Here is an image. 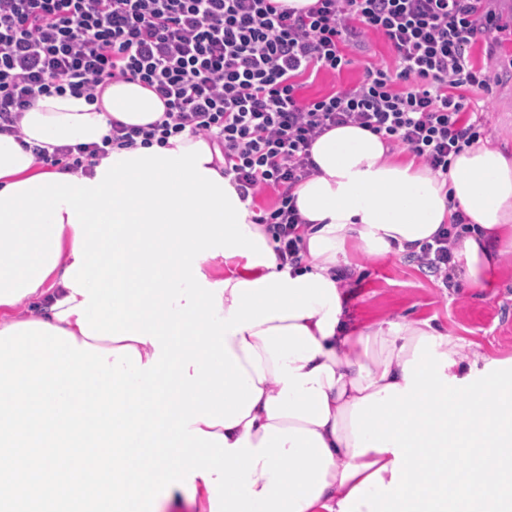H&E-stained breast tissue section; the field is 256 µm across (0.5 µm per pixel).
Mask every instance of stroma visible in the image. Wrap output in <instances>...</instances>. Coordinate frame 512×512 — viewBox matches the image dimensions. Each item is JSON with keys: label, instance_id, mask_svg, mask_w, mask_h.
<instances>
[{"label": "stroma", "instance_id": "35a3bbf8", "mask_svg": "<svg viewBox=\"0 0 512 512\" xmlns=\"http://www.w3.org/2000/svg\"><path fill=\"white\" fill-rule=\"evenodd\" d=\"M354 63L333 74L322 72L306 82L301 95L313 99L355 85L367 62L387 61L391 53L378 34L366 33L353 49ZM485 116L486 139L512 156V71L501 70L492 93L477 103ZM352 296L347 310L353 320L431 318L463 349L480 347L488 356L512 360V254L501 261L489 288L443 287L405 254L359 256L345 267Z\"/></svg>", "mask_w": 512, "mask_h": 512}]
</instances>
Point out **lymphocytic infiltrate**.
I'll use <instances>...</instances> for the list:
<instances>
[{"instance_id": "1", "label": "lymphocytic infiltrate", "mask_w": 512, "mask_h": 512, "mask_svg": "<svg viewBox=\"0 0 512 512\" xmlns=\"http://www.w3.org/2000/svg\"><path fill=\"white\" fill-rule=\"evenodd\" d=\"M476 0H316L288 8L276 0H0V132L20 135L36 97L70 93L95 102L106 85L140 81L163 100L161 120L113 122L101 143L66 146L38 161L65 171L91 166L112 148L166 144L188 133L218 144L224 175L242 198L266 190L274 205L254 216L277 241V256L301 261L304 221L293 190L319 169L313 143L356 125L405 148L434 173L484 135L483 115L467 117L470 93L490 92L499 61L472 59L478 36L495 23ZM379 34L391 64L365 65L354 86L308 100L304 77L352 65L364 33ZM455 212L432 241L412 251L447 288Z\"/></svg>"}]
</instances>
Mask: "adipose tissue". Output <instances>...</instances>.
Returning a JSON list of instances; mask_svg holds the SVG:
<instances>
[{"label": "adipose tissue", "instance_id": "ef3b65f1", "mask_svg": "<svg viewBox=\"0 0 512 512\" xmlns=\"http://www.w3.org/2000/svg\"><path fill=\"white\" fill-rule=\"evenodd\" d=\"M165 105L136 82L107 85L96 102L71 94L41 96L20 120V136L0 133V191L46 173L32 146L54 153L60 146L101 142L112 121L144 126L161 119ZM317 176L294 190L305 220L300 265L231 270V284L269 273L290 278L319 274L338 285L350 254L407 253L431 240L455 211L469 219L452 246L458 271L474 288L490 287L500 261L512 254V157L482 142L452 157L447 176L416 159L391 153L379 135L354 125L332 128L312 145ZM75 230L64 224L53 270L26 295L25 315L0 304V331L42 322L87 342L71 314L84 297L65 287L75 262ZM227 345L262 391L250 410L252 424L214 426L228 443L259 445L265 425L303 428L321 435L332 454L326 484L302 512H385L393 498L449 502L470 512H512L502 483L512 481V403L499 397L495 361L472 348L461 352L432 319L357 324L338 313L322 334L316 317L273 319L228 336ZM455 396L456 428L435 414L440 395ZM479 452V471L464 467L466 451ZM195 492L169 489L156 512H205L210 490L195 477Z\"/></svg>", "mask_w": 512, "mask_h": 512}]
</instances>
